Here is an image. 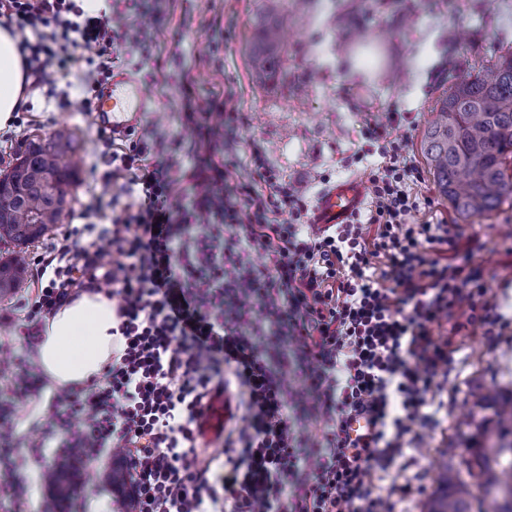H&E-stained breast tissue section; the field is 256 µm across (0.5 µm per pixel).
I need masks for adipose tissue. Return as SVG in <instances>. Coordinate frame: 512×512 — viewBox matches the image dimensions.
<instances>
[{
  "instance_id": "1",
  "label": "adipose tissue",
  "mask_w": 512,
  "mask_h": 512,
  "mask_svg": "<svg viewBox=\"0 0 512 512\" xmlns=\"http://www.w3.org/2000/svg\"><path fill=\"white\" fill-rule=\"evenodd\" d=\"M25 70L18 41L0 27V129H7L23 98ZM112 302L85 294L64 305L42 332L38 360L55 384H87L112 360Z\"/></svg>"
}]
</instances>
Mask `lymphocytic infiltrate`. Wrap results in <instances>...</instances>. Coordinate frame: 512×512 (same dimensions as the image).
Segmentation results:
<instances>
[{
  "label": "lymphocytic infiltrate",
  "mask_w": 512,
  "mask_h": 512,
  "mask_svg": "<svg viewBox=\"0 0 512 512\" xmlns=\"http://www.w3.org/2000/svg\"><path fill=\"white\" fill-rule=\"evenodd\" d=\"M119 6L89 13L74 0H0V25L18 36L35 85L76 78L86 94L112 75L117 51H149L146 31L116 24ZM95 49L84 56V47ZM184 167L177 148L144 129L100 132L112 167L82 215L32 256L34 289L14 329L34 339L82 291L113 303L112 361L100 380L54 390L18 441V413L44 386L26 357L0 371V466L19 481L28 459L39 480L112 457L129 477L135 512H397L411 482L377 492L427 409L448 364L431 327H495L499 315L459 225L417 223L429 197L419 169L387 125L364 139L381 161L369 202L347 224H312L305 199L259 148L253 177L230 183L220 140ZM286 223H279V216ZM231 394L237 425L205 440L203 418ZM369 429L350 436L353 417Z\"/></svg>",
  "instance_id": "lymphocytic-infiltrate-1"
}]
</instances>
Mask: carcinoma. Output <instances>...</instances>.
<instances>
[{
    "mask_svg": "<svg viewBox=\"0 0 512 512\" xmlns=\"http://www.w3.org/2000/svg\"><path fill=\"white\" fill-rule=\"evenodd\" d=\"M284 16L274 5L264 12L251 43L253 71L284 81L281 30ZM75 148L66 129L45 143L32 142L0 175V242L24 252L61 223L69 206L67 188L76 171L67 155ZM439 194L461 217L497 211L512 195V53L477 72L454 77L439 100L437 118L423 141ZM26 275L23 259H0V295L18 287ZM494 404L495 432L500 443L468 449L455 475L448 477V455L424 512H512V394L495 388L483 396Z\"/></svg>",
    "mask_w": 512,
    "mask_h": 512,
    "instance_id": "obj_1",
    "label": "carcinoma"
}]
</instances>
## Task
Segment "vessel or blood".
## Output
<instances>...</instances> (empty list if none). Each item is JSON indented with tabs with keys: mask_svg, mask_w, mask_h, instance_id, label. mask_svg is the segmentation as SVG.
I'll use <instances>...</instances> for the list:
<instances>
[{
	"mask_svg": "<svg viewBox=\"0 0 512 512\" xmlns=\"http://www.w3.org/2000/svg\"><path fill=\"white\" fill-rule=\"evenodd\" d=\"M153 101L140 80L131 73L116 72L104 82L93 109V119L99 129L121 132L152 111ZM364 182L356 177L338 181L317 198L315 223L344 224L364 201Z\"/></svg>",
	"mask_w": 512,
	"mask_h": 512,
	"instance_id": "vessel-or-blood-1",
	"label": "vessel or blood"
}]
</instances>
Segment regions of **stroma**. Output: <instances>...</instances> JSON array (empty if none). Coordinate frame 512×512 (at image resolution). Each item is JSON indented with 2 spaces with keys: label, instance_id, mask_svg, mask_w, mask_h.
<instances>
[{
  "label": "stroma",
  "instance_id": "1",
  "mask_svg": "<svg viewBox=\"0 0 512 512\" xmlns=\"http://www.w3.org/2000/svg\"><path fill=\"white\" fill-rule=\"evenodd\" d=\"M266 0H152L151 12L131 18L153 37V54L123 47L124 71L135 74L154 101L143 125L156 136H178L183 163L192 166L198 135L185 122L186 101L232 100L242 114L226 151L231 181L247 180L248 143L286 175L308 201L336 180L367 177L379 156L361 137L366 123L405 118L393 134L421 172L416 190L432 199L426 217L460 225L479 250L474 263L488 286L487 301L503 317L494 332L475 327L451 334L448 367L440 378L442 403L434 421L419 428L389 473L374 475L377 491L411 479L420 491L401 512H422L439 474L442 449L465 447L479 428L491 425L494 410L482 402L486 387L512 390V200L485 218L459 216L438 193L422 154L423 134L448 92L455 70L472 72L512 51V0H278L292 31L287 39V82L255 75L248 48ZM25 124L0 131V171L32 139H48L60 127L72 132L78 161L72 203L57 232L80 223L88 175L100 164L102 145L83 93L75 85L26 86Z\"/></svg>",
  "mask_w": 512,
  "mask_h": 512
}]
</instances>
